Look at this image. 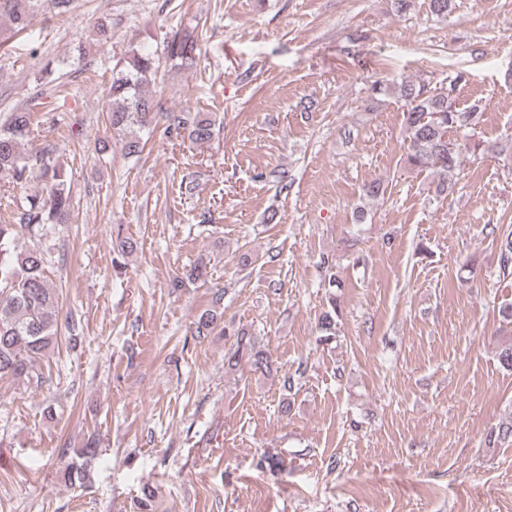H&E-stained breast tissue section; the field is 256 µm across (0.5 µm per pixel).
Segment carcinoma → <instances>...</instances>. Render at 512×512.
<instances>
[{"label":"carcinoma","mask_w":512,"mask_h":512,"mask_svg":"<svg viewBox=\"0 0 512 512\" xmlns=\"http://www.w3.org/2000/svg\"><path fill=\"white\" fill-rule=\"evenodd\" d=\"M74 0H0V20L8 19L10 28L0 25V47L8 45L13 32L27 29L33 16L50 10L65 15L73 8ZM166 59L188 66L199 56L198 34L193 30H177L167 38ZM160 59L151 53L133 48L128 56L116 60L112 66V82L107 91V112L112 130L124 136L123 150L128 156L142 153L145 142L141 132L154 130L164 123V134L170 138L186 137L197 144L212 140L216 130L215 119L208 112H170L155 99L143 93L146 75L158 74ZM34 94L26 105L0 115V179L9 184H22L36 174L44 182L41 191L25 196L18 207L13 224H0V378L24 377L41 383L35 362L46 354L57 339L59 326H64L71 348L83 342L82 316L75 310H63L59 305L57 286L47 276L52 264L53 248L18 247L22 235L36 237L50 224H66L73 209L71 183L65 170L58 164L57 145L47 142L34 153H26L21 146L34 131V112L37 106ZM388 98H397L406 106L405 138L407 162L420 171L430 173L435 182L434 196L445 197L456 186L465 155L490 156L512 163V133L487 141L476 137V129L483 117L481 102L459 107L455 87L437 91L423 83L404 81L389 85L376 80L368 88L370 107L380 106ZM467 131L462 142L448 137L451 130ZM387 185L372 180L361 188L360 204L355 208V223L367 221L366 203L385 198ZM491 237H501L499 268L502 276L512 275V231L501 232L496 225L484 227ZM137 249L132 237L117 235L112 241V268L121 274L125 260ZM207 262L197 261L183 275L174 278L171 287H185L206 277ZM224 293H213L211 305L197 313L192 321L194 335H208L221 323V301ZM338 307L336 295L329 298L318 323L320 340L329 342L336 335ZM224 335L235 340L224 354L227 372L249 367L265 377L279 376V366L271 354L261 348L247 330L224 327ZM512 443V419L491 427L485 436L489 448ZM98 455V442L89 437L84 447L75 451L61 449L62 465L57 474L64 484L73 485L88 477L92 461Z\"/></svg>","instance_id":"1"}]
</instances>
